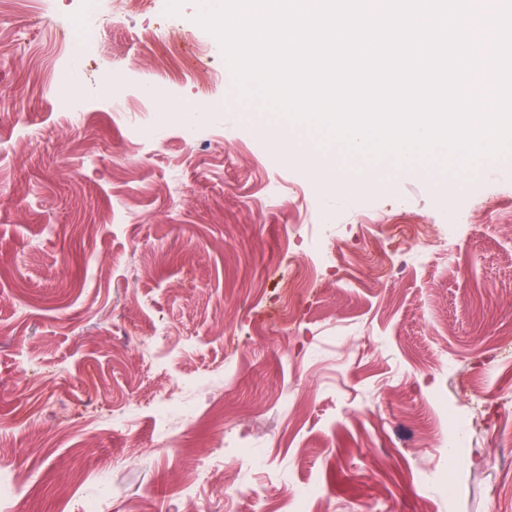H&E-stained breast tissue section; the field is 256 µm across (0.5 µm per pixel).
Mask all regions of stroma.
<instances>
[{
	"mask_svg": "<svg viewBox=\"0 0 512 512\" xmlns=\"http://www.w3.org/2000/svg\"><path fill=\"white\" fill-rule=\"evenodd\" d=\"M76 8L0 15V462L28 476L15 512H77L101 472L107 512H181L175 489L194 458L234 434L268 469L224 478L260 496L204 485L201 512H277L312 482L314 512H512V351H494L512 339V156L450 170L437 188L333 144L325 161L357 187L330 191L268 135L284 119L240 100L195 0H155L150 19L106 27L107 54L64 87L54 76ZM160 23L183 29L222 80L160 73L159 49L137 41ZM112 67L129 111L164 78L156 143L99 101ZM66 94L87 103L86 124L60 112ZM294 224L344 245L353 276L331 268L285 292L290 265L314 259ZM412 224L447 249L405 252ZM178 378L198 407L221 394L224 419L185 428L171 451L148 402ZM119 407L133 434L103 431ZM452 418L470 425L469 462L444 447Z\"/></svg>",
	"mask_w": 512,
	"mask_h": 512,
	"instance_id": "obj_1",
	"label": "stroma"
}]
</instances>
